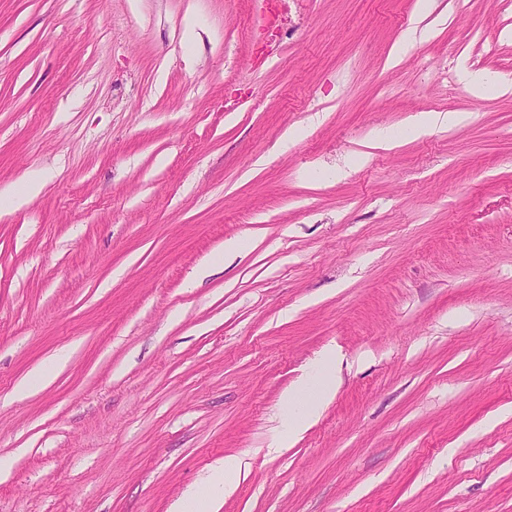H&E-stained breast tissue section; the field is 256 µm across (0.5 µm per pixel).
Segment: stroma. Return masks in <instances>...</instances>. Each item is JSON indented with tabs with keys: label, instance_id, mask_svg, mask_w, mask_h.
Here are the masks:
<instances>
[{
	"label": "stroma",
	"instance_id": "1",
	"mask_svg": "<svg viewBox=\"0 0 512 512\" xmlns=\"http://www.w3.org/2000/svg\"><path fill=\"white\" fill-rule=\"evenodd\" d=\"M417 2L0 0V512H512V0ZM464 120V116L459 113H426L418 116L410 125L409 132L412 137H419L430 131L438 130L442 127L456 125ZM327 378V382L316 386L313 377L308 374L298 386L288 391L283 401L287 425L282 435V444L287 440L289 443L333 397L336 390V372L330 364L327 365ZM310 390L314 391L312 399L302 411H297V400ZM242 459L230 456L224 459V466L217 469L209 479L206 491L194 493L182 506L180 512H219L222 493L238 480Z\"/></svg>",
	"mask_w": 512,
	"mask_h": 512
}]
</instances>
